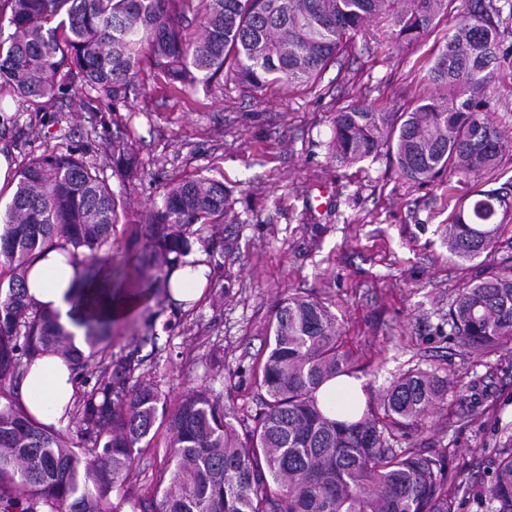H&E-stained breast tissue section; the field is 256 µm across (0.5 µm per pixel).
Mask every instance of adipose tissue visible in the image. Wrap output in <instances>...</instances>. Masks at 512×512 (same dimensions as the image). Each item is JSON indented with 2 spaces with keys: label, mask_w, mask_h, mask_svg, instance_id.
Masks as SVG:
<instances>
[{
  "label": "adipose tissue",
  "mask_w": 512,
  "mask_h": 512,
  "mask_svg": "<svg viewBox=\"0 0 512 512\" xmlns=\"http://www.w3.org/2000/svg\"><path fill=\"white\" fill-rule=\"evenodd\" d=\"M208 272V266L202 263L176 267L169 278L171 298L177 302L198 298ZM79 285L78 271L58 249L40 253L31 263L25 281L30 298L41 307L57 310L62 321L78 336L84 329L71 310L69 294ZM363 386V379L340 377L325 383L319 396L336 418L344 419L355 406L363 404ZM74 393L73 374L65 359L58 355L37 358L27 370L20 390L30 412L41 422L53 425L62 420L64 408Z\"/></svg>",
  "instance_id": "obj_1"
}]
</instances>
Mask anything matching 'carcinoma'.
<instances>
[{
  "instance_id": "cac0c4a2",
  "label": "carcinoma",
  "mask_w": 512,
  "mask_h": 512,
  "mask_svg": "<svg viewBox=\"0 0 512 512\" xmlns=\"http://www.w3.org/2000/svg\"><path fill=\"white\" fill-rule=\"evenodd\" d=\"M455 0H0V85L17 100L55 103L77 81L110 108L126 97L142 55L172 85L209 86L232 73L255 91L313 85L348 53L375 18L394 38L419 41ZM497 0H469L430 68L435 94L399 112H377L356 90L334 112L329 155L353 164L391 153L400 175L429 185L447 173L474 182L455 203L448 252L483 274L463 282L448 309L451 340L488 356L512 350V264L494 261L512 233V178L485 190L486 176L512 151L492 118L486 90L499 78ZM112 175L136 159L112 140ZM232 206L224 184L198 175L173 182L145 225V249L117 261L112 232L121 201L104 168L71 151L30 159L0 212V505L3 512H455L440 455L395 448L448 394V380L409 370L361 416L338 420L320 387L357 372L336 315L298 293L280 300L268 324L265 359L253 367L263 399L253 414L224 406L207 385L173 399L142 379L132 350L112 359V323L85 322L81 345L27 298L29 265L48 248L68 253L80 276L125 285L128 264L152 271L138 293H158L205 226ZM57 353L84 387L65 409L66 427L46 425L19 388L35 358ZM169 432L166 463L151 465L153 494L125 488L155 426ZM490 481L478 497L488 512H512V431L499 436ZM122 491L119 501L113 492Z\"/></svg>"
}]
</instances>
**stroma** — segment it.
Wrapping results in <instances>:
<instances>
[{
  "label": "stroma",
  "instance_id": "35a3bbf8",
  "mask_svg": "<svg viewBox=\"0 0 512 512\" xmlns=\"http://www.w3.org/2000/svg\"><path fill=\"white\" fill-rule=\"evenodd\" d=\"M449 14L413 45L396 42L386 20L370 22L352 52L312 89L253 91L232 75L211 89L173 88L142 64L125 99L101 108L68 85L55 111L0 99V152L15 168L32 157L71 149L112 167V138L137 157L125 180H112L126 202L113 250L138 251L143 227L175 179L201 174L232 193L222 228L193 236L191 255L209 266L204 296L185 305L158 294L112 325V354L139 349L142 373L171 396L205 383L224 403L253 412L260 402L252 366L263 357L274 305L304 292L336 314L345 346L372 394L400 373L422 369L448 378V397L399 447L441 453L463 487L456 512H485L467 491L488 478L501 430L512 427V352L479 358L449 339L448 307L475 263L448 253L456 198L470 188L458 175L431 185L402 178L388 153L332 162V117L366 88L381 112L433 92V56L455 24ZM500 78L487 89L496 123L512 138V15L499 23ZM483 380L482 405L465 417L460 391Z\"/></svg>",
  "mask_w": 512,
  "mask_h": 512
}]
</instances>
